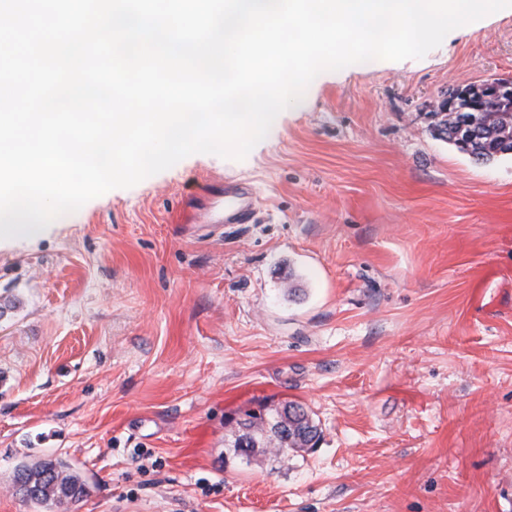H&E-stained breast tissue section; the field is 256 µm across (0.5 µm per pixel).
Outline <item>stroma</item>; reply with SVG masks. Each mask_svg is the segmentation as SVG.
<instances>
[{
  "instance_id": "stroma-1",
  "label": "stroma",
  "mask_w": 512,
  "mask_h": 512,
  "mask_svg": "<svg viewBox=\"0 0 512 512\" xmlns=\"http://www.w3.org/2000/svg\"><path fill=\"white\" fill-rule=\"evenodd\" d=\"M512 80V14L420 59L319 74L240 161L193 154L0 241V512L60 458L69 512H512V154L433 133ZM252 185L212 224L208 185ZM295 403L317 448H225ZM224 207L216 210L213 206L209 214L212 224H244L253 213L255 205L254 191L241 184L224 183ZM30 483L33 494L25 503L46 509L73 504L85 497L89 488L72 466L62 459H44L16 467L12 484Z\"/></svg>"
}]
</instances>
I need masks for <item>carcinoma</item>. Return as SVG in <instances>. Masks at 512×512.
<instances>
[{
	"instance_id": "cac0c4a2",
	"label": "carcinoma",
	"mask_w": 512,
	"mask_h": 512,
	"mask_svg": "<svg viewBox=\"0 0 512 512\" xmlns=\"http://www.w3.org/2000/svg\"><path fill=\"white\" fill-rule=\"evenodd\" d=\"M477 85H468L449 94V100L454 102L457 109H465L469 101L474 98V89ZM502 95L496 98L494 108L480 112L476 115L481 124L479 133L470 141L466 154L477 160H490L497 157L493 146L500 141H509L512 149V80L501 86ZM437 121L434 128L447 133V140L454 143L455 125L453 111L447 114L437 111L434 113ZM299 410L300 419L294 422V435L288 443V449L280 447L272 420L278 415L277 409L267 408L260 415L254 416V421L246 425V431L235 435L233 448L240 451L239 443L247 439L248 448L245 456L248 458L264 455H283L287 451H306L311 449L309 442L312 438L307 436L308 429H314V435L321 436V429L311 415L302 406L290 404ZM29 483L34 486L33 494L26 502L46 509L59 508L63 505L73 504L85 497L89 488L72 466L62 459H44L32 464H23L16 467L12 484Z\"/></svg>"
}]
</instances>
